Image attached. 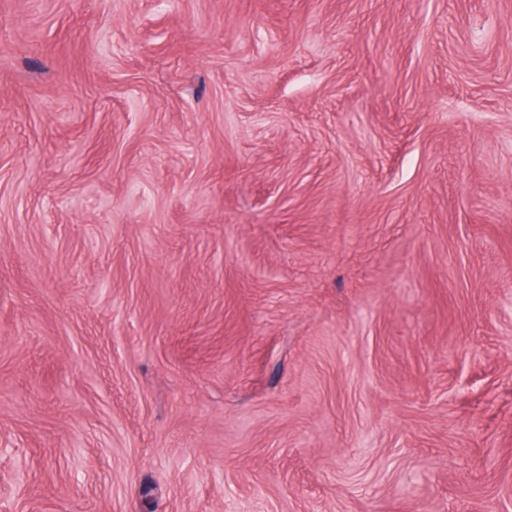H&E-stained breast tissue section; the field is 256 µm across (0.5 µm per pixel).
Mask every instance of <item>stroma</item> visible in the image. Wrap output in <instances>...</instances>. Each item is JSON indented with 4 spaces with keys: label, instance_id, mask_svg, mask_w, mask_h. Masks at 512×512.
Instances as JSON below:
<instances>
[{
    "label": "stroma",
    "instance_id": "1",
    "mask_svg": "<svg viewBox=\"0 0 512 512\" xmlns=\"http://www.w3.org/2000/svg\"><path fill=\"white\" fill-rule=\"evenodd\" d=\"M0 512H512V0H0Z\"/></svg>",
    "mask_w": 512,
    "mask_h": 512
}]
</instances>
